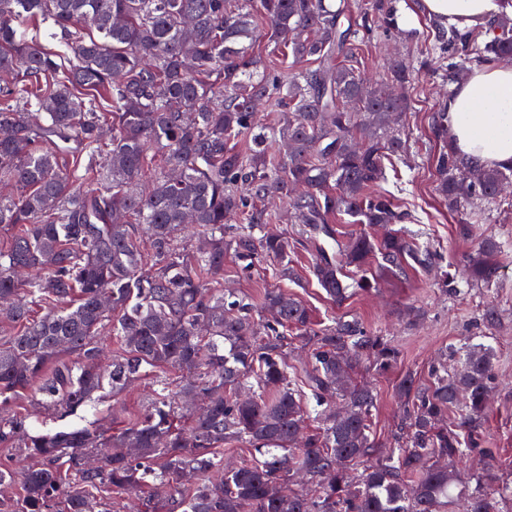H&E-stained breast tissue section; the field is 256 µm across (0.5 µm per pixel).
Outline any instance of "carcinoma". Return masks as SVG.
Here are the masks:
<instances>
[{
	"mask_svg": "<svg viewBox=\"0 0 512 512\" xmlns=\"http://www.w3.org/2000/svg\"><path fill=\"white\" fill-rule=\"evenodd\" d=\"M370 10L397 27V0ZM39 19L57 27L68 66L26 37ZM431 28L450 85L469 64L512 59V14L480 42L477 30ZM368 32L330 0H0V298L12 301L0 322V448L31 460L19 480L0 467L1 487L21 485L0 512H112L90 488L146 487L144 512H448L460 496L466 512H497L512 495L490 463L467 482L454 469L487 456L490 348L467 338L428 382L405 374L397 447L384 452L371 433L376 395L354 375L365 362L393 369L392 341L356 319L326 324L281 288L259 306L221 288L226 256L273 261L291 281L305 245L338 305L351 287L437 266L396 228L409 213L375 189L384 159L407 150L395 122L411 99L366 87L356 50ZM261 38L292 57L291 72L258 69ZM431 130L448 208L494 200L512 165L460 161L445 107ZM275 197L290 202V233L268 230ZM338 216L389 230L341 239ZM499 253L491 236L475 243L465 279L497 280ZM106 334L119 343L108 371ZM295 339L309 350L299 374ZM157 370L183 384L155 379L143 414L116 432L92 422L41 435L14 410L27 396L66 417L104 384L120 394ZM243 446L256 457L224 464L223 449Z\"/></svg>",
	"mask_w": 512,
	"mask_h": 512,
	"instance_id": "1",
	"label": "carcinoma"
}]
</instances>
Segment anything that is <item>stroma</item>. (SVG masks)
<instances>
[{
	"instance_id": "1",
	"label": "stroma",
	"mask_w": 512,
	"mask_h": 512,
	"mask_svg": "<svg viewBox=\"0 0 512 512\" xmlns=\"http://www.w3.org/2000/svg\"><path fill=\"white\" fill-rule=\"evenodd\" d=\"M372 35L359 49L360 68L368 83L377 87L390 85L389 65L400 60L413 67L410 79L412 110L402 125L407 138L408 159L388 162L381 190L391 194L401 209L411 213L407 229L420 248L438 253L439 268L409 274L403 279H384L370 293L352 295L343 305H335L310 272L311 258L306 252L295 257L298 282L278 281L274 264L261 261L244 271L234 260L224 264V286L260 301L265 289L282 286L309 305L321 319L355 318L371 332L388 337L401 351L398 365L384 374L367 373L377 394L372 426L380 447L394 445L393 434L401 411L396 394L400 379L409 372L426 377L430 362L440 352L459 345L463 337L492 346L497 354L494 373L498 388L492 410L486 419L489 432L486 445L494 452V472L512 482V187L502 190L495 204L466 201L458 210H449L437 190L434 157L439 144L431 132L435 112L448 102V83L443 76L445 62L429 51L431 40L426 16H419L413 26H398L385 32L381 19L371 18ZM473 214L471 239L455 233L461 215ZM492 236L501 244L502 275L487 285H462L459 294H448L441 286L443 272L462 273L475 240ZM494 307L498 319L486 325L482 314ZM152 388L145 379L121 394L104 389L97 406L80 408L66 418L49 416L36 406H27L30 431L62 429L79 419L94 420L109 416L113 427H121L147 405Z\"/></svg>"
}]
</instances>
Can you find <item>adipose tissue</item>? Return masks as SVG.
<instances>
[{
  "label": "adipose tissue",
  "mask_w": 512,
  "mask_h": 512,
  "mask_svg": "<svg viewBox=\"0 0 512 512\" xmlns=\"http://www.w3.org/2000/svg\"><path fill=\"white\" fill-rule=\"evenodd\" d=\"M512 10L507 0H420L417 14L443 23L488 26ZM448 140L463 162L489 167L512 164V65L486 62L457 85L448 102Z\"/></svg>",
  "instance_id": "ef3b65f1"
}]
</instances>
